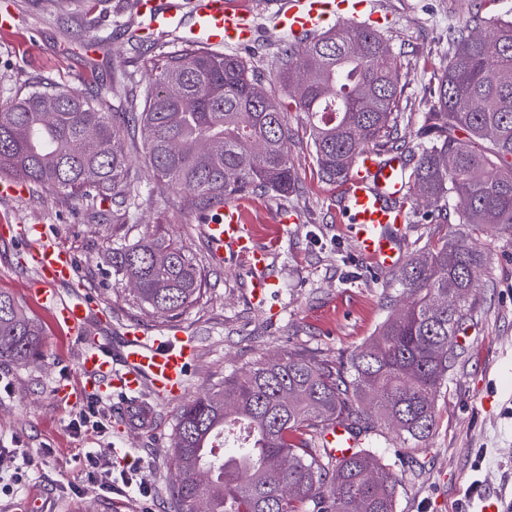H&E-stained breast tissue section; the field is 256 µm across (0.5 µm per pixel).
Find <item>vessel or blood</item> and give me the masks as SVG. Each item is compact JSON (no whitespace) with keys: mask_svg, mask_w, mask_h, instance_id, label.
<instances>
[{"mask_svg":"<svg viewBox=\"0 0 512 512\" xmlns=\"http://www.w3.org/2000/svg\"><path fill=\"white\" fill-rule=\"evenodd\" d=\"M138 16L148 21L147 33L166 28L180 14L179 0H136ZM193 22L188 39L205 47H242L255 35L254 11L248 0H191ZM385 15L371 0H282L273 15L275 30L302 38L324 28L352 24L370 28L383 24ZM405 163L397 155L377 159L373 150L354 159L342 187V216L351 224L357 250L379 270H394L403 257L410 191L404 178ZM216 259L228 258L250 267L251 300L266 302L272 280L266 273L268 252L256 244V232L240 202L228 201L204 226ZM30 260L40 279L33 293L51 311L55 324L66 329L80 347L78 370L85 380L84 393L138 405L144 391L177 402L187 390L190 367L196 358L192 340L185 336L149 337L137 327L127 328L119 356H112L92 326L102 309L91 297L74 292L59 294L55 286L72 280L74 260L64 248L38 237L31 242ZM330 453L343 457L357 445L353 433L342 425L323 436Z\"/></svg>","mask_w":512,"mask_h":512,"instance_id":"vessel-or-blood-1","label":"vessel or blood"}]
</instances>
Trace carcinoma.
Listing matches in <instances>:
<instances>
[{
    "label": "carcinoma",
    "instance_id": "1",
    "mask_svg": "<svg viewBox=\"0 0 512 512\" xmlns=\"http://www.w3.org/2000/svg\"><path fill=\"white\" fill-rule=\"evenodd\" d=\"M484 2L448 28V59L425 116L430 136L416 151L398 138L409 117L398 111L400 66L383 35L344 26L305 45L283 42L278 78L323 180H345L366 148L405 155L408 181L426 202L409 218L446 224L451 204L459 224L512 233V20L484 16ZM146 67L151 80L123 112L105 108L115 82L95 100L42 87L1 103L0 172L126 214L141 205L140 161L122 138L132 120L154 176L186 191L202 216L226 199L292 191L285 113L246 58L183 42ZM296 69L304 82H293ZM104 261L161 317L183 314L203 294L196 259L173 241L143 238ZM483 263L462 233L427 242L392 279L408 303L347 359L267 357L184 403L167 484L175 512H396L389 465L364 448L337 459L322 436L341 422L358 437L393 429L416 447L429 438L436 396L463 354L458 336L475 319ZM41 336L0 291V364H27ZM220 443L224 455L211 454Z\"/></svg>",
    "mask_w": 512,
    "mask_h": 512
}]
</instances>
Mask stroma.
<instances>
[{"instance_id":"stroma-1","label":"stroma","mask_w":512,"mask_h":512,"mask_svg":"<svg viewBox=\"0 0 512 512\" xmlns=\"http://www.w3.org/2000/svg\"><path fill=\"white\" fill-rule=\"evenodd\" d=\"M130 0H0V14L12 12L13 27L0 30V102L17 92L50 85L93 96L97 87L121 74L147 83V57L173 50L168 36L131 50L126 31L140 18ZM255 40L242 53L261 72L265 86L287 105L278 82L281 39L269 30L272 0H252ZM388 14L384 31L406 77L399 109L411 120L400 134L416 145L431 111L430 90L448 54V29L465 22L473 0H378ZM292 131L288 144L297 173L295 192L243 196L257 242L269 250L268 274L275 282L267 306L250 300V275L213 260L202 219L190 210L185 194L154 184L141 169L144 195L133 217L113 214L111 205L89 214L81 201L47 187H23L0 194V225L38 226L75 258V282L107 312L103 336L119 346L127 327L164 337L180 328L197 347L188 379L189 395L220 385L225 375L248 368L261 358L288 354L316 362L347 357L371 337L396 310L397 291L390 273L376 269L354 246L350 225L340 223V186L321 179L313 162L298 112L288 109ZM294 220L283 224L281 212ZM146 233L172 237L193 254L204 270L202 297L185 314L160 321L117 284L102 254ZM471 239L485 263L478 278L474 325L461 340L463 357L448 373L436 400V425L419 446L394 434L367 447L391 464L399 478L396 512H460L464 492L477 484L470 512H512V234L488 225ZM37 272L25 240L0 236V290L11 294L43 327L41 357L23 366L0 364V444L21 443L35 451L32 463L0 459V512H19L26 493H36L47 512H172L165 491L171 475L175 414L178 403L142 398L151 412L139 433L114 404L101 402V433L75 435L68 422L78 405L56 401L53 390L79 388L78 347L58 329L49 310L30 288ZM122 456H114V449ZM94 452L113 475L128 471L138 459L150 492L135 489L105 493L85 476L81 459ZM22 474L19 485L10 478ZM78 485L62 489L60 478Z\"/></svg>"}]
</instances>
